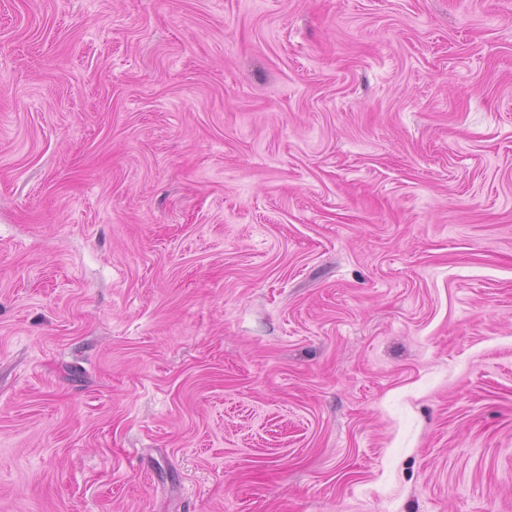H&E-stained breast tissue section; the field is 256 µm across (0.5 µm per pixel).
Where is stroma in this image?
<instances>
[{
	"label": "stroma",
	"mask_w": 512,
	"mask_h": 512,
	"mask_svg": "<svg viewBox=\"0 0 512 512\" xmlns=\"http://www.w3.org/2000/svg\"><path fill=\"white\" fill-rule=\"evenodd\" d=\"M0 512H512V0H0Z\"/></svg>",
	"instance_id": "obj_1"
}]
</instances>
